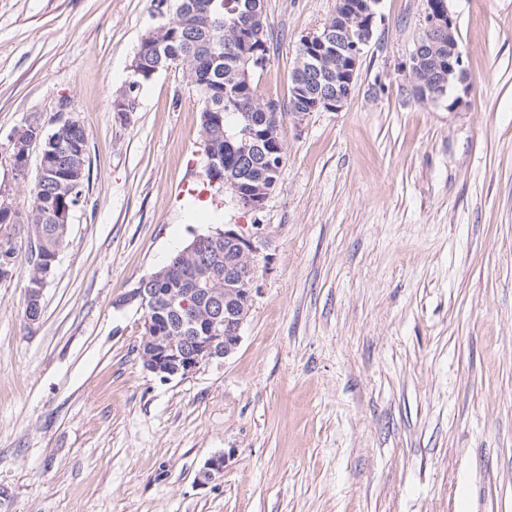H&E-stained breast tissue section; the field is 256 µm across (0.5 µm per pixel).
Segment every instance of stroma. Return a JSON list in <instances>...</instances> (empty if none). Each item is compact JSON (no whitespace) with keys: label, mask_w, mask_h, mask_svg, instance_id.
I'll return each instance as SVG.
<instances>
[{"label":"stroma","mask_w":512,"mask_h":512,"mask_svg":"<svg viewBox=\"0 0 512 512\" xmlns=\"http://www.w3.org/2000/svg\"><path fill=\"white\" fill-rule=\"evenodd\" d=\"M265 6L258 80L284 103L336 0ZM424 8L380 0L349 101L286 118L281 180L247 212L203 185L186 66L113 109L152 0H0V200L30 206L29 124L77 119L89 168L38 321L28 265L0 280V512H512V0H450L455 109L410 91ZM227 224L270 241L241 342L161 381L120 300ZM33 128H36L39 131V133L32 135L30 132V129H33ZM54 131L52 133L44 135L42 127H40L38 125L30 124L27 128L23 129L20 133H18L17 137L14 140V154H13V157H14L13 165H15V168L17 171H19V172L26 171L27 166H28L29 148L33 143H36V142L42 143V151H41V160H42L44 140L47 141L53 135ZM19 151H20L19 156L23 158L22 164H20L19 162L18 163L16 162V154H18ZM13 157H12V160H13ZM41 160H40V166H39L40 169L45 164L44 160L41 164Z\"/></svg>","instance_id":"35a3bbf8"}]
</instances>
